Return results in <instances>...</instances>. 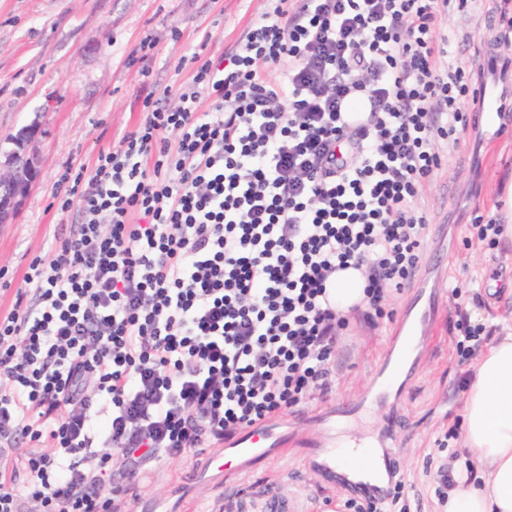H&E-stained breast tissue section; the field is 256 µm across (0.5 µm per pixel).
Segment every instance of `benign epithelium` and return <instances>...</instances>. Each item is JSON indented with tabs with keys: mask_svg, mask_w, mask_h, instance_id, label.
Returning a JSON list of instances; mask_svg holds the SVG:
<instances>
[{
	"mask_svg": "<svg viewBox=\"0 0 512 512\" xmlns=\"http://www.w3.org/2000/svg\"><path fill=\"white\" fill-rule=\"evenodd\" d=\"M37 133V126H23L12 137L11 148L0 150V225L16 215L37 179L38 161L30 152Z\"/></svg>",
	"mask_w": 512,
	"mask_h": 512,
	"instance_id": "1",
	"label": "benign epithelium"
}]
</instances>
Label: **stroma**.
<instances>
[{
  "mask_svg": "<svg viewBox=\"0 0 512 512\" xmlns=\"http://www.w3.org/2000/svg\"><path fill=\"white\" fill-rule=\"evenodd\" d=\"M267 0H0V141L35 122L40 133L31 146L39 174L11 223L0 226V315L10 311L32 260L45 255L58 236L80 223L77 211L53 205L66 166L92 164L100 150L118 145L139 124L144 98L164 87L191 80L195 58L231 52ZM489 21L484 34L475 27ZM459 59L469 68L481 61V39H494L502 25L495 0H478L475 11L447 22ZM145 56L130 58L140 42ZM442 167L422 190L429 222L423 256L407 288L391 296L388 307L402 317L421 285L438 290L440 321L433 347L420 359L395 410L375 407L341 425L349 444L369 445L379 437L389 413H396L393 449L406 477L395 512H432L438 496V468L457 446L453 421L462 409L461 380L467 372L455 351L457 314L492 301L499 315L512 319V298L488 294L489 281H512V240L495 245L478 236V220L500 219L505 176L512 174V124L499 136L492 155L479 139L465 134L457 148L440 145ZM392 321L371 325L351 321L336 357L324 407H348L369 393L373 372L386 354ZM193 457L151 465L150 482L132 488L128 512H140L138 499L166 496L173 487L202 498L217 490L195 482ZM286 494L321 485L323 498L344 490L324 483L302 457L268 462L261 471Z\"/></svg>",
  "mask_w": 512,
  "mask_h": 512,
  "instance_id": "obj_1",
  "label": "stroma"
}]
</instances>
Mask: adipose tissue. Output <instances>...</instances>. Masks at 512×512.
<instances>
[{
	"label": "adipose tissue",
	"instance_id": "ef3b65f1",
	"mask_svg": "<svg viewBox=\"0 0 512 512\" xmlns=\"http://www.w3.org/2000/svg\"><path fill=\"white\" fill-rule=\"evenodd\" d=\"M365 269L331 277L328 293L342 314L364 306ZM459 454L445 512H512V324L480 351L464 389Z\"/></svg>",
	"mask_w": 512,
	"mask_h": 512
}]
</instances>
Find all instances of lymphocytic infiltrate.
Here are the masks:
<instances>
[{
    "label": "lymphocytic infiltrate",
    "instance_id": "lymphocytic-infiltrate-1",
    "mask_svg": "<svg viewBox=\"0 0 512 512\" xmlns=\"http://www.w3.org/2000/svg\"><path fill=\"white\" fill-rule=\"evenodd\" d=\"M476 0H270L228 57L54 198L82 224L35 258L0 317V512H119L130 476L325 391L347 327L336 270L367 269V319L413 279L423 185L474 85L445 20ZM368 99V121L341 108ZM369 110L368 101L353 99L346 104L342 112V122L346 127L353 128L365 121L366 113H369Z\"/></svg>",
    "mask_w": 512,
    "mask_h": 512
}]
</instances>
